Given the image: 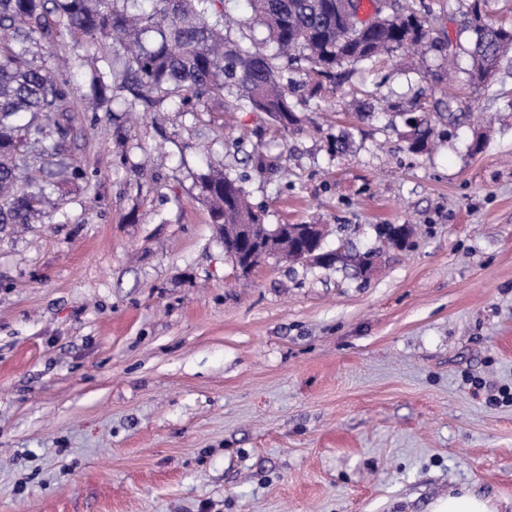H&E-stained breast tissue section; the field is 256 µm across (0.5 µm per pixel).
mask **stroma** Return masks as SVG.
<instances>
[{"instance_id": "35a3bbf8", "label": "stroma", "mask_w": 512, "mask_h": 512, "mask_svg": "<svg viewBox=\"0 0 512 512\" xmlns=\"http://www.w3.org/2000/svg\"><path fill=\"white\" fill-rule=\"evenodd\" d=\"M468 4L414 0L463 45ZM468 64L384 56L337 86L299 62L287 131L215 107L77 113L90 184L0 224V512H431L460 489L512 512V53L478 92ZM447 92L469 121L409 152V113ZM211 166L245 176L265 223L379 249L376 271L268 257L241 276L201 197ZM380 224L413 233L390 246Z\"/></svg>"}]
</instances>
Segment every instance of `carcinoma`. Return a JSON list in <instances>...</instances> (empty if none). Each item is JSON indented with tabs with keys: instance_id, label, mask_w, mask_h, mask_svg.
Instances as JSON below:
<instances>
[{
	"instance_id": "obj_1",
	"label": "carcinoma",
	"mask_w": 512,
	"mask_h": 512,
	"mask_svg": "<svg viewBox=\"0 0 512 512\" xmlns=\"http://www.w3.org/2000/svg\"><path fill=\"white\" fill-rule=\"evenodd\" d=\"M0 0V224H26L49 202L56 186L28 172L31 160L64 163V142L73 132L72 70L87 69L91 106L86 112L110 114L177 106L199 112L207 99L226 112L259 111L280 126L297 123L288 102L292 80L279 60L302 59L307 73L336 82L342 64L371 63L400 50H437L453 63L457 45L431 38L433 18L412 0H373L363 19L358 0H348L355 21L336 14V0H249L253 23L267 37L256 43L244 34H226L234 19L224 0ZM487 0H471L464 30L472 34L466 54L469 83L481 86L486 64L498 63L512 49V30L486 21ZM65 49L66 65L35 63L32 48ZM448 128L464 116L463 104L445 102ZM31 114L27 121L25 114ZM436 132L428 115L412 127L411 152L426 149ZM210 223L218 225L224 247L226 224H261L243 182L211 168L200 176Z\"/></svg>"
}]
</instances>
